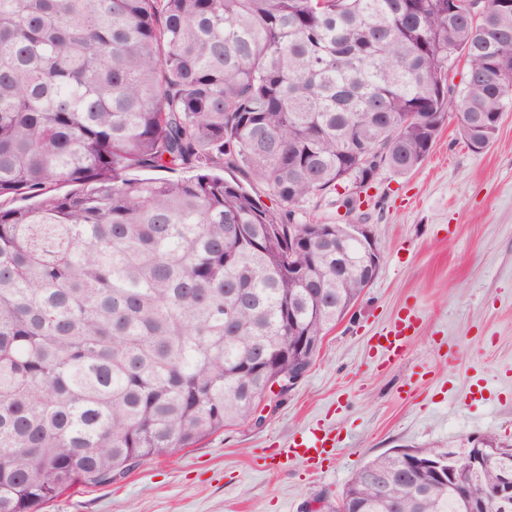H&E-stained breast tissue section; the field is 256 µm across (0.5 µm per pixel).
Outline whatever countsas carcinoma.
Here are the masks:
<instances>
[{
	"instance_id": "obj_1",
	"label": "carcinoma",
	"mask_w": 512,
	"mask_h": 512,
	"mask_svg": "<svg viewBox=\"0 0 512 512\" xmlns=\"http://www.w3.org/2000/svg\"><path fill=\"white\" fill-rule=\"evenodd\" d=\"M483 2L0 0V512L249 420L304 368L289 340L313 359L366 253L344 224L308 236L305 205L358 209L450 108L489 145L512 109V0ZM439 451L445 482L404 475L396 448L366 461L348 512H472L493 473L419 449Z\"/></svg>"
}]
</instances>
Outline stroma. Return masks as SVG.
I'll return each instance as SVG.
<instances>
[{"label":"stroma","instance_id":"35a3bbf8","mask_svg":"<svg viewBox=\"0 0 512 512\" xmlns=\"http://www.w3.org/2000/svg\"><path fill=\"white\" fill-rule=\"evenodd\" d=\"M457 126L449 114L409 173L377 175L355 221L376 240L379 272L263 426L225 427L109 486L74 483L39 512H326L388 449L512 441V111L481 152ZM405 315V353L381 363L374 338ZM316 422L336 435L337 460L274 462Z\"/></svg>","mask_w":512,"mask_h":512}]
</instances>
